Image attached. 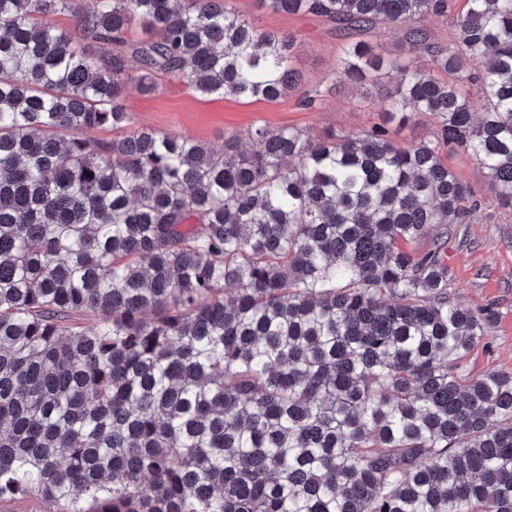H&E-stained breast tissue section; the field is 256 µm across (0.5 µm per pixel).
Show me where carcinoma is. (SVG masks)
<instances>
[{
  "label": "carcinoma",
  "mask_w": 512,
  "mask_h": 512,
  "mask_svg": "<svg viewBox=\"0 0 512 512\" xmlns=\"http://www.w3.org/2000/svg\"><path fill=\"white\" fill-rule=\"evenodd\" d=\"M257 2L361 35L412 23L410 57L359 40L327 77L395 75L385 125H255L220 151L160 134L130 92L169 73L276 100L303 82L294 39L229 0H0V498L512 512V372L467 371L494 311L451 297L443 259L481 205L446 155L512 207V0ZM426 116L431 137L395 140Z\"/></svg>",
  "instance_id": "cac0c4a2"
}]
</instances>
